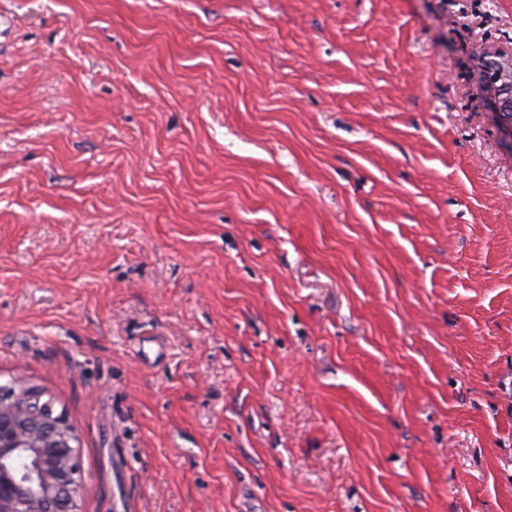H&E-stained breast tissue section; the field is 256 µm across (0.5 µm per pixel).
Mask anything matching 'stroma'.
Segmentation results:
<instances>
[{
  "label": "stroma",
  "mask_w": 512,
  "mask_h": 512,
  "mask_svg": "<svg viewBox=\"0 0 512 512\" xmlns=\"http://www.w3.org/2000/svg\"><path fill=\"white\" fill-rule=\"evenodd\" d=\"M0 383L83 512H512V0H0ZM166 354L145 365L144 336ZM492 85H491V84ZM488 88L493 99L495 116L500 127L506 131L512 139V93L507 98H502L503 85H497L496 81H490Z\"/></svg>",
  "instance_id": "obj_1"
}]
</instances>
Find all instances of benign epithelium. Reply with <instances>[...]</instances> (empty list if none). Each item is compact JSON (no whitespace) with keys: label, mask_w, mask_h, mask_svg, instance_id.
Here are the masks:
<instances>
[{"label":"benign epithelium","mask_w":512,"mask_h":512,"mask_svg":"<svg viewBox=\"0 0 512 512\" xmlns=\"http://www.w3.org/2000/svg\"><path fill=\"white\" fill-rule=\"evenodd\" d=\"M512 138V93L488 85ZM66 415L24 379L0 386V512H82L80 461Z\"/></svg>","instance_id":"benign-epithelium-1"}]
</instances>
